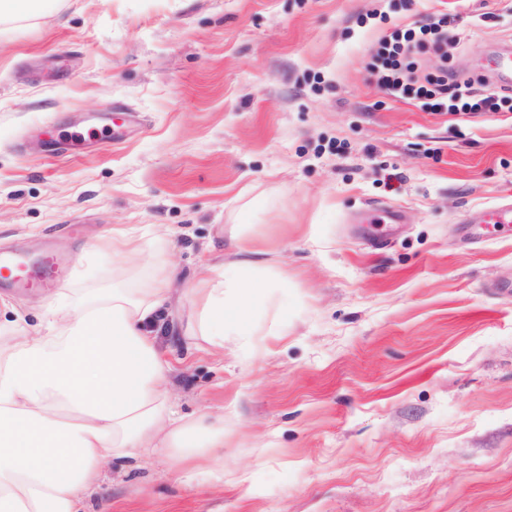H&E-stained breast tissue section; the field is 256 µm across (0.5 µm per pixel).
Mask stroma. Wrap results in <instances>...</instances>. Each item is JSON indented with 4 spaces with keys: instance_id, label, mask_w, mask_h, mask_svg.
Segmentation results:
<instances>
[{
    "instance_id": "1",
    "label": "stroma",
    "mask_w": 512,
    "mask_h": 512,
    "mask_svg": "<svg viewBox=\"0 0 512 512\" xmlns=\"http://www.w3.org/2000/svg\"><path fill=\"white\" fill-rule=\"evenodd\" d=\"M448 19L423 70L497 92L512 0H41L0 23V250L55 237L65 280L0 304L180 279L157 342L179 415L224 420V462L187 479L144 455L105 471L89 512H512V112L386 94L397 26ZM116 145L57 154L111 111ZM398 224H376L385 209ZM77 224L78 236L63 227ZM140 254L112 255V228ZM261 251L256 333L187 336V288L232 240ZM478 223L492 224L494 227L510 226L512 224V203L505 201L487 207L481 212Z\"/></svg>"
}]
</instances>
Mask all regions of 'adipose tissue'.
Instances as JSON below:
<instances>
[{
	"instance_id": "obj_1",
	"label": "adipose tissue",
	"mask_w": 512,
	"mask_h": 512,
	"mask_svg": "<svg viewBox=\"0 0 512 512\" xmlns=\"http://www.w3.org/2000/svg\"><path fill=\"white\" fill-rule=\"evenodd\" d=\"M237 252L233 270L207 265L190 291L191 333L217 349L225 333H252L243 320L261 262L246 241ZM176 278L168 265L144 289L51 302L34 328L15 308L0 313V512H85L107 461L161 449L192 474L223 447V423L184 422L166 388L171 365L152 331Z\"/></svg>"
}]
</instances>
